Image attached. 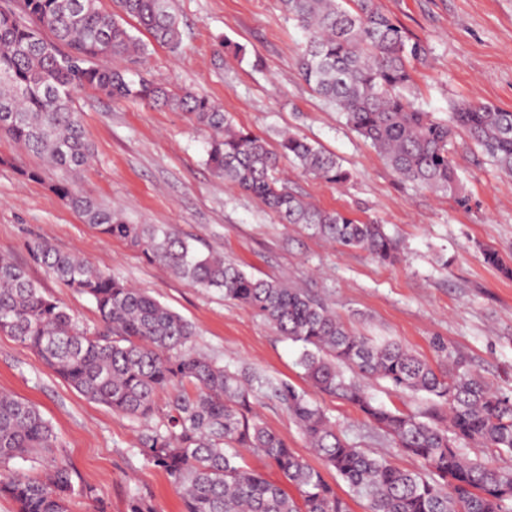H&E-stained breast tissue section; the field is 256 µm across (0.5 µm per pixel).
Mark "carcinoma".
Instances as JSON below:
<instances>
[{"instance_id":"carcinoma-1","label":"carcinoma","mask_w":512,"mask_h":512,"mask_svg":"<svg viewBox=\"0 0 512 512\" xmlns=\"http://www.w3.org/2000/svg\"><path fill=\"white\" fill-rule=\"evenodd\" d=\"M7 0L0 7V134L66 174L58 196L98 234L125 241L195 288L217 290L301 346L304 377L319 392L353 406L395 447L414 457L417 471L394 467L354 446L304 391L249 369H230L191 346L193 325L147 291L133 288L88 260L28 243L32 258L65 288L89 296L102 329L89 333L58 299L45 295L26 271L0 257V333L32 350L71 388L132 418L160 420L141 433L139 451L170 479L182 512H350L324 476L336 474L369 512H503L512 502V468L494 458L512 454V396L479 374L450 367L438 373L390 340L349 328L304 289L256 278L223 256L202 252L172 228L132 224L114 208L74 190L91 153L75 93L95 89L112 100L134 99L184 112L210 130L206 163L224 184L259 199L281 224H307L346 248L379 262L398 256L396 241L376 221L322 209L279 177L284 161L334 186L351 180L336 157L296 134L278 150L238 127L207 96L155 79L132 78L115 58H144L147 45L126 27L136 21L154 42L180 51L182 31L172 0ZM305 33L299 58L304 81L401 178L457 197L451 151L464 133L505 173H512V112L482 102L453 106L436 118L413 101V65L427 46L410 37L377 0H281ZM422 394L424 412L376 402L358 376ZM283 406L321 461L317 468L269 430L256 410V390ZM482 448L470 457L465 447ZM57 447L54 430L29 402L0 394V496L16 512H69L77 484L67 464L52 460L42 478L13 473L11 462ZM261 455L291 485L243 464L240 449Z\"/></svg>"}]
</instances>
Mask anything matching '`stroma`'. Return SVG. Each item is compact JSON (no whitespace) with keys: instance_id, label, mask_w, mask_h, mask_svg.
<instances>
[{"instance_id":"1","label":"stroma","mask_w":512,"mask_h":512,"mask_svg":"<svg viewBox=\"0 0 512 512\" xmlns=\"http://www.w3.org/2000/svg\"><path fill=\"white\" fill-rule=\"evenodd\" d=\"M379 4L429 49L413 71L418 106L438 117L463 101L512 112V0ZM172 6L183 30L180 52L150 45L132 71L207 95L270 149L290 130L334 154L353 174L347 185L303 176L287 162L282 176L321 208L386 224L400 244L399 261L381 263L306 225L276 223L258 200L212 174L205 156L209 134L187 114L115 102L91 89L77 93L92 161L75 177L76 189L131 223L169 225L247 273L304 288L359 334L395 340L435 371L460 359L493 389L512 393V279L483 258L491 248L512 267V175L461 137L455 156L466 202L417 187L397 176L304 82L298 69L304 34L279 0H173ZM230 43L241 47L240 58L227 51ZM29 169L39 170L40 178L26 177ZM61 177L0 135V255L66 304L81 327L97 328L94 302L62 288L36 263L30 240L46 238L59 251L80 253L149 291L193 324L196 350L304 390L352 444L398 468L417 469L414 458L397 451L355 408L310 386L297 365L299 344L221 292L191 287L126 242L97 234L54 191ZM1 392L39 408L60 442L55 457L68 463L75 481L94 487V497L74 499L71 512H128L139 494L150 497L157 512H179L168 478L139 451L142 423L83 397L4 334ZM256 410L297 454L319 465L282 406L262 398Z\"/></svg>"}]
</instances>
